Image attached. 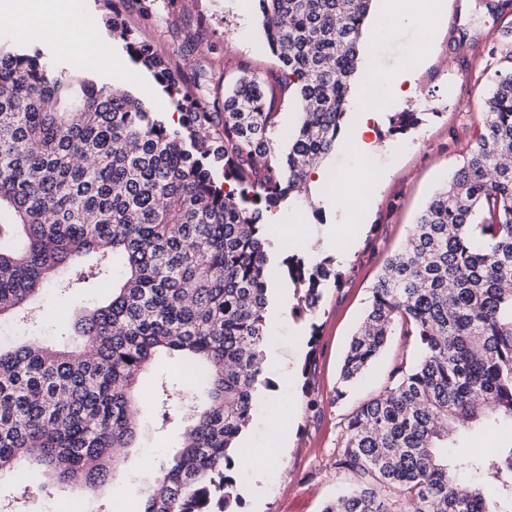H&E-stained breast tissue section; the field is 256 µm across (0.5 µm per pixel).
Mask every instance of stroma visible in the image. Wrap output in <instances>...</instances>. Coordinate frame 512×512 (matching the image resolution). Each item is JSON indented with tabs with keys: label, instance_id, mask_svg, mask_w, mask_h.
Listing matches in <instances>:
<instances>
[{
	"label": "stroma",
	"instance_id": "35a3bbf8",
	"mask_svg": "<svg viewBox=\"0 0 512 512\" xmlns=\"http://www.w3.org/2000/svg\"><path fill=\"white\" fill-rule=\"evenodd\" d=\"M489 0H442L441 24L416 62L414 35L406 31L379 53L384 68L413 66L415 77L406 85L407 98L382 105L371 123L372 134L385 141L390 153L371 174H363L349 149L337 147L328 170L349 178H365L362 195L342 201L325 183H317L313 205L292 202L278 209L274 220L280 234L295 238L309 232L324 233L344 223L352 232L327 248L341 274L338 286L326 290L314 320L290 314L296 299L287 272H280L272 292L269 352L291 350L297 372L290 387H283L276 368H269L271 386L251 423L242 434L246 447L268 448L281 442L286 465L265 466L263 472L246 465L235 470L242 497L240 512H321L324 503L350 489L354 480L336 462L343 450L348 421L361 401L376 397L388 384L393 370L415 357L412 338L391 336L377 361L353 385L345 398L336 387L349 341L370 302L371 286L388 256L402 248L418 213L460 165L481 124L484 100L497 71L504 69L499 33L512 27V13L497 15ZM118 10L142 39L153 43L181 71L186 85L204 74L205 96L223 94L225 85L242 75H258L267 82V99L279 114L277 136L286 140L297 121V109L281 82L277 58L267 47L256 0H119ZM69 15L82 33L94 41L87 56L77 62L79 71L97 81L112 83V58L125 62L127 90L154 110L171 109L172 103L150 72L127 63L120 43L105 25L102 0H78ZM468 51L457 54L460 44ZM453 65L442 68L440 60ZM468 101L461 109L460 101ZM418 103L420 122L403 134L391 132L396 113ZM112 293L103 279L63 294L47 291L40 304L41 318L33 327L6 325L8 341L47 339L62 348L82 343L73 326L79 313L105 301ZM165 359L156 360L139 379V443L127 449L122 477L95 489L80 484L59 486L37 474L30 459L0 472V502L18 501L20 512H139L149 482L160 474V453L176 451L190 423L183 409H176L166 426H159L148 394L155 380L174 374ZM263 485L255 496V485Z\"/></svg>",
	"mask_w": 512,
	"mask_h": 512
}]
</instances>
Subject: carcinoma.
<instances>
[{"label":"carcinoma","mask_w":512,"mask_h":512,"mask_svg":"<svg viewBox=\"0 0 512 512\" xmlns=\"http://www.w3.org/2000/svg\"><path fill=\"white\" fill-rule=\"evenodd\" d=\"M106 24L180 111L179 126L67 57L0 46V317L112 271L108 302L75 323L77 352L0 348V471L32 457L59 485L95 488L132 447L137 382L157 354L198 374L160 385L154 408L193 412L141 512H237L236 446L262 389L273 265L270 216L336 151L372 0H258L267 45L300 119L277 145L265 81L205 101L104 0ZM512 67L496 74L479 132L446 187L385 262L352 337L336 397L395 331L417 359L350 417L336 467L355 486L323 512H512V443L451 464L439 452L475 425L512 427ZM291 316L313 319L339 283L333 258L292 247ZM82 255L95 264L57 277ZM492 472L496 496L458 470ZM397 493L403 508L386 498Z\"/></svg>","instance_id":"1"}]
</instances>
